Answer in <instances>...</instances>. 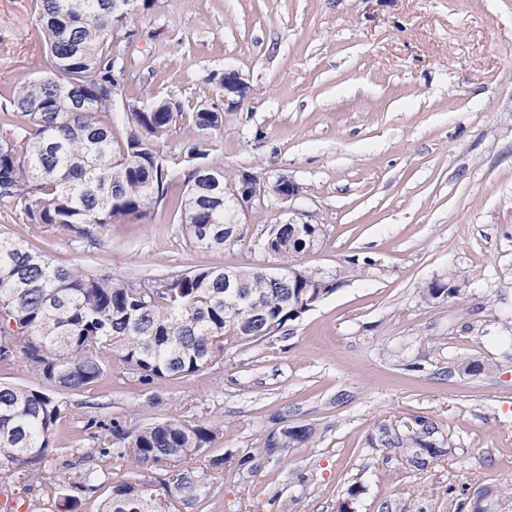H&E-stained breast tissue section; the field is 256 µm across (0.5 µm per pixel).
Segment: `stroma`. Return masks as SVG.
Instances as JSON below:
<instances>
[{
	"instance_id": "35a3bbf8",
	"label": "stroma",
	"mask_w": 512,
	"mask_h": 512,
	"mask_svg": "<svg viewBox=\"0 0 512 512\" xmlns=\"http://www.w3.org/2000/svg\"><path fill=\"white\" fill-rule=\"evenodd\" d=\"M127 28V98L189 108L217 100L212 73L244 76L250 94L225 108L209 159L295 180L296 209L325 227L301 262L343 277L264 346H228L191 377L68 396L51 482L0 479V512H52L78 459L72 426L201 411L224 431L178 463L212 473L195 512H336L342 500L352 512H512V0H158ZM44 62L38 0H0V89ZM282 210L253 202L224 249L187 245L169 198L86 247L16 205L0 206V230L95 273L271 269L255 239ZM439 278L461 296L422 301ZM469 360L486 372L458 370ZM418 416L450 445L421 469L376 444ZM301 424L307 443L262 454Z\"/></svg>"
}]
</instances>
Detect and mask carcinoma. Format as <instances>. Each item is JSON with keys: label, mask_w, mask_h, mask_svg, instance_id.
<instances>
[{"label": "carcinoma", "mask_w": 512, "mask_h": 512, "mask_svg": "<svg viewBox=\"0 0 512 512\" xmlns=\"http://www.w3.org/2000/svg\"><path fill=\"white\" fill-rule=\"evenodd\" d=\"M158 0H39L46 33L45 75L4 93L15 124H0V204L21 205L34 224H53L90 239L94 231L119 216H146L172 186L183 187L177 199L180 232L194 247L224 249L226 231L238 229V204L224 203V182L202 177L211 166L199 139L183 141V165L169 163L163 143L181 115L178 102L126 101L124 143L112 142V104L116 77L124 63L113 47L112 32ZM88 77L85 111H73L63 90L72 78ZM224 113L195 106L193 123L203 134L223 123ZM302 232L283 224L265 253L279 268L299 267L298 258L322 224H303ZM336 286L324 272L304 269L287 289L261 268L248 271L252 299L242 304L224 295V269L177 271L155 278L94 274L79 265H61L23 241L0 233V367L27 360L40 380L36 387L0 382V472L23 481L43 480L36 465L49 458L67 417L69 393H86L109 381L117 362L145 386L174 377H189L224 358V347L262 345L268 336L297 319L299 296ZM460 288L449 280H432L422 288L427 301L455 298ZM98 427L100 434L93 431ZM222 423L155 419L139 425L91 420L72 434L98 443L83 449L86 457L129 459L141 478L120 480L97 512H194L210 481L205 471L176 469L158 479L163 492H149V473L203 452L218 438ZM437 424L425 417L406 432L382 431L384 448H405L408 462L425 465L422 452H438ZM313 428L288 429V443L300 445ZM111 480L104 469L76 473L71 486L81 497L58 495L57 508L75 512L81 500L96 497Z\"/></svg>", "instance_id": "1"}]
</instances>
